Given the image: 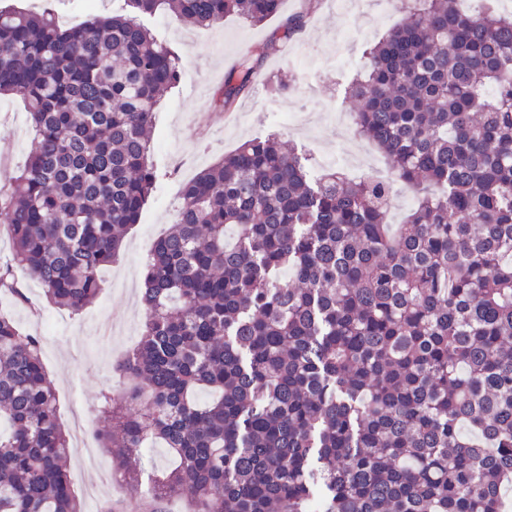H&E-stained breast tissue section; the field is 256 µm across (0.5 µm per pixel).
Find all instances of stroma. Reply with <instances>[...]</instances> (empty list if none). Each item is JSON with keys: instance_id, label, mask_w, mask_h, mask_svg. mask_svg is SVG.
Wrapping results in <instances>:
<instances>
[{"instance_id": "obj_1", "label": "stroma", "mask_w": 512, "mask_h": 512, "mask_svg": "<svg viewBox=\"0 0 512 512\" xmlns=\"http://www.w3.org/2000/svg\"><path fill=\"white\" fill-rule=\"evenodd\" d=\"M48 5L70 24L105 16L113 8L112 0H0V8L34 13ZM303 7V0H283L280 16L259 26L233 16L210 28L192 27L169 13L150 20L157 38L181 52L183 75L162 99L152 131L151 158L163 176L129 231L120 261L104 269L102 291L77 314L49 304L41 287L31 280L26 283L27 304L0 296V310L8 312L22 331L42 339V360L68 434L95 441L107 424L100 413L102 393L122 390L114 362L136 345L141 334L143 315L135 306L143 288L147 249L172 224L184 181L244 140L270 132L309 153L318 174L327 161L354 157L385 169L384 155L336 123L334 115L348 111L346 90L365 48L400 23L404 0H363L361 9L350 11L334 0H319L305 26L262 58L259 72L265 80L252 83L238 97L232 107L240 115L237 123L225 124L223 109L213 105L214 94L239 58L266 45L280 33L283 17ZM285 70L292 71L294 83L276 90L272 79ZM29 149L23 103L1 96L0 187L11 186ZM69 478L84 512H101L108 503L115 512H144V493L123 485L108 449H100L92 467L71 458Z\"/></svg>"}]
</instances>
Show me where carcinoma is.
<instances>
[{
	"instance_id": "1",
	"label": "carcinoma",
	"mask_w": 512,
	"mask_h": 512,
	"mask_svg": "<svg viewBox=\"0 0 512 512\" xmlns=\"http://www.w3.org/2000/svg\"><path fill=\"white\" fill-rule=\"evenodd\" d=\"M282 0H124L61 28L0 10V94L18 95L28 160L0 192L13 266L73 313L102 289L161 171L154 112L179 54L144 20L252 24ZM370 46L348 100L359 134L416 189L387 222L392 181L312 174L252 138L185 182L145 264V326L103 395V447L134 482L197 512H508L512 485V13L408 0ZM244 54L215 105L249 88ZM469 426L489 444L479 448ZM42 340L0 313V512H83Z\"/></svg>"
}]
</instances>
